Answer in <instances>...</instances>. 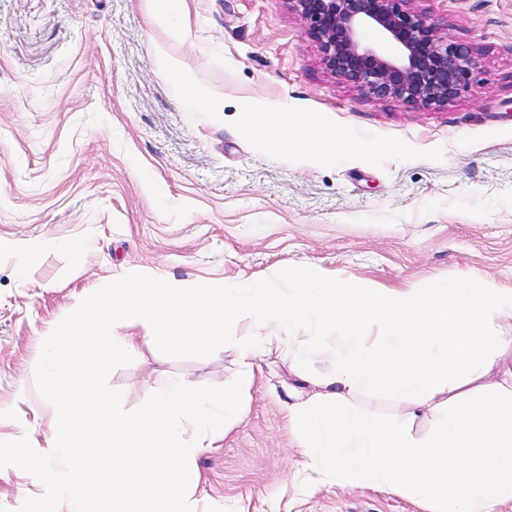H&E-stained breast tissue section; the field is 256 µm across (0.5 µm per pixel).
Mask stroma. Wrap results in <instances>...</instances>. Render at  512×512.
<instances>
[{
    "label": "stroma",
    "instance_id": "1",
    "mask_svg": "<svg viewBox=\"0 0 512 512\" xmlns=\"http://www.w3.org/2000/svg\"><path fill=\"white\" fill-rule=\"evenodd\" d=\"M410 6L479 54L448 104L339 80L292 0H178L163 27L144 0H0V512H64L28 470L52 424L42 347L87 361L67 313L115 276L293 279L313 264L389 288H512V0ZM165 57L208 111L184 109ZM252 103L269 127L314 115L353 151L277 156L247 127ZM259 366L243 419L196 460L204 512H431L373 485H304L285 410L301 380ZM236 369L220 345L144 346L97 383L133 416L167 378L220 388Z\"/></svg>",
    "mask_w": 512,
    "mask_h": 512
}]
</instances>
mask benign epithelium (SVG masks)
Here are the masks:
<instances>
[{
  "label": "benign epithelium",
  "instance_id": "benign-epithelium-1",
  "mask_svg": "<svg viewBox=\"0 0 512 512\" xmlns=\"http://www.w3.org/2000/svg\"><path fill=\"white\" fill-rule=\"evenodd\" d=\"M325 66L377 98L443 105L474 79V49L438 34L410 0H292Z\"/></svg>",
  "mask_w": 512,
  "mask_h": 512
}]
</instances>
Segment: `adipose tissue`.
Wrapping results in <instances>:
<instances>
[{
  "instance_id": "ef3b65f1",
  "label": "adipose tissue",
  "mask_w": 512,
  "mask_h": 512,
  "mask_svg": "<svg viewBox=\"0 0 512 512\" xmlns=\"http://www.w3.org/2000/svg\"><path fill=\"white\" fill-rule=\"evenodd\" d=\"M262 121L253 112L252 130L270 137L281 155L350 148L311 116L285 117L269 130ZM507 319L512 289L474 288L464 279L386 288L310 266L285 287L275 274L161 287L148 272L120 275L105 296L81 297L68 314L70 335L97 372L142 343L192 351L221 345L237 353V382L204 390L168 379L134 417L89 383L81 362L61 360L46 342L41 373L53 425L48 452L33 457L31 472L54 477L68 512H201L195 460L241 419L258 359L275 356L304 374L287 411L299 426L305 468L321 482L379 486L430 501L435 512H497L512 502V371L501 369L512 358V334L501 329ZM316 358L324 372L304 373ZM362 394L404 409L382 422L351 409ZM91 409L112 461L94 495L85 490L93 460L72 453ZM430 413L429 436L414 437L416 421ZM134 448L146 451L135 466ZM56 461L63 464L58 473Z\"/></svg>"
}]
</instances>
